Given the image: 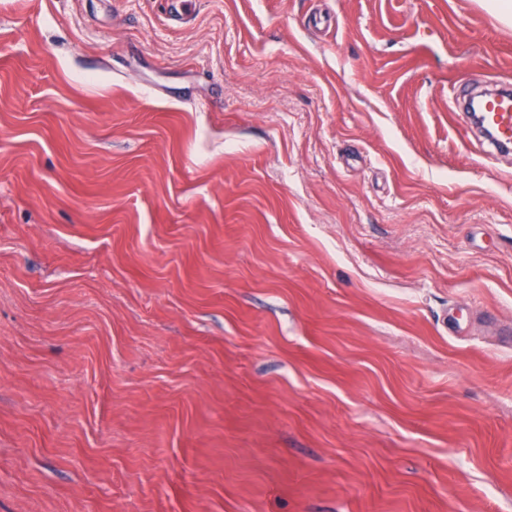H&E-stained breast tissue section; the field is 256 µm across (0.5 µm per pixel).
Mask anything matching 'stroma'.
Here are the masks:
<instances>
[{
	"instance_id": "35a3bbf8",
	"label": "stroma",
	"mask_w": 512,
	"mask_h": 512,
	"mask_svg": "<svg viewBox=\"0 0 512 512\" xmlns=\"http://www.w3.org/2000/svg\"><path fill=\"white\" fill-rule=\"evenodd\" d=\"M171 8L0 0V512H512V26ZM478 116L482 126L492 131L497 144H512V91L510 86L484 98Z\"/></svg>"
}]
</instances>
